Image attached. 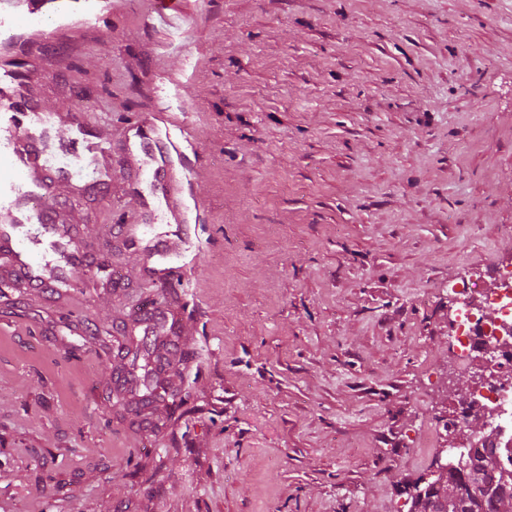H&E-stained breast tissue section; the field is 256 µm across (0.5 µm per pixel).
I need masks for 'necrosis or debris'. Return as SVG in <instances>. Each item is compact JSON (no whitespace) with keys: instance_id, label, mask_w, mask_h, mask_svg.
<instances>
[{"instance_id":"1","label":"necrosis or debris","mask_w":512,"mask_h":512,"mask_svg":"<svg viewBox=\"0 0 512 512\" xmlns=\"http://www.w3.org/2000/svg\"><path fill=\"white\" fill-rule=\"evenodd\" d=\"M484 288L461 289V306L453 324L460 365L478 369L470 399L492 403L494 428L486 438H464L474 449L492 443L502 457L512 456V263L486 272Z\"/></svg>"}]
</instances>
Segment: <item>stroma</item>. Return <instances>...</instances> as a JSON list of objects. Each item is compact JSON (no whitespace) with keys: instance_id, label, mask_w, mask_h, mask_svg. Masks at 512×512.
Listing matches in <instances>:
<instances>
[{"instance_id":"1","label":"stroma","mask_w":512,"mask_h":512,"mask_svg":"<svg viewBox=\"0 0 512 512\" xmlns=\"http://www.w3.org/2000/svg\"><path fill=\"white\" fill-rule=\"evenodd\" d=\"M18 60L112 141L107 190L58 196L121 284L0 295V512H409L468 389L448 288L512 262V0H113ZM135 113L190 127L185 223L129 175ZM167 267L178 420L115 399Z\"/></svg>"}]
</instances>
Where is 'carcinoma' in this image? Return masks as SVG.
I'll use <instances>...</instances> for the list:
<instances>
[{
  "label": "carcinoma",
  "mask_w": 512,
  "mask_h": 512,
  "mask_svg": "<svg viewBox=\"0 0 512 512\" xmlns=\"http://www.w3.org/2000/svg\"><path fill=\"white\" fill-rule=\"evenodd\" d=\"M152 321L151 325L141 323ZM133 328L143 327L150 335L129 336L132 345L131 383L136 385L139 400L151 401V394L158 380L157 359L154 358L157 342L166 321L159 315L137 316ZM410 512H512V476L505 471L501 456L494 448H485L464 462L448 468L446 479H433L424 486L414 485L410 494Z\"/></svg>",
  "instance_id": "carcinoma-1"
}]
</instances>
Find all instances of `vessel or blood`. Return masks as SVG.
Wrapping results in <instances>:
<instances>
[{
	"instance_id": "obj_1",
	"label": "vessel or blood",
	"mask_w": 512,
	"mask_h": 512,
	"mask_svg": "<svg viewBox=\"0 0 512 512\" xmlns=\"http://www.w3.org/2000/svg\"><path fill=\"white\" fill-rule=\"evenodd\" d=\"M65 9L64 0H0V28L11 36L0 43V258L13 261L14 281L26 288L78 287V271L86 253L97 244L84 236L82 225L73 224L68 236L76 250L61 257L64 280H53L47 271L48 259L37 258L19 234L20 228L33 229V241L53 239L60 222L59 206L54 200L58 182L81 178L85 166H93L101 182L112 179L105 160L111 154L107 139L85 137L81 119H72L71 135L51 151L46 134L57 123L55 114L43 111L38 101L20 85L10 52L22 39L48 41L49 32L27 31L23 21L31 16L51 19ZM195 143L186 128L166 131L156 139L153 151L159 159L147 175L161 195L169 193L173 166H187L188 152ZM32 241V242H33Z\"/></svg>"
}]
</instances>
